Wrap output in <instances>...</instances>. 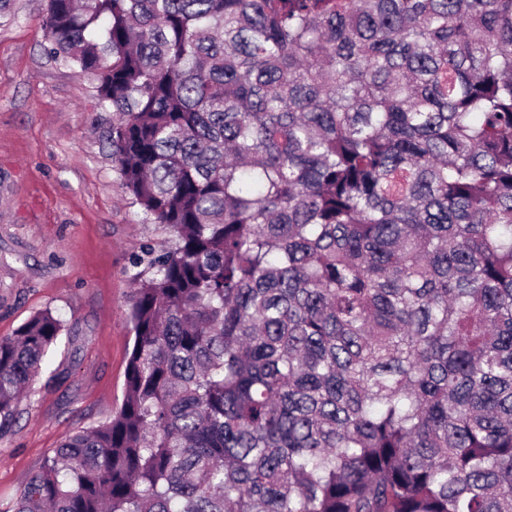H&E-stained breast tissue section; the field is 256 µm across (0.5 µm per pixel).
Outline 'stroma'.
<instances>
[{
    "label": "stroma",
    "mask_w": 512,
    "mask_h": 512,
    "mask_svg": "<svg viewBox=\"0 0 512 512\" xmlns=\"http://www.w3.org/2000/svg\"><path fill=\"white\" fill-rule=\"evenodd\" d=\"M44 8L0 15V337L45 310L63 329L0 434V512L66 437L120 408L135 261L169 238L113 169L92 81L50 57Z\"/></svg>",
    "instance_id": "1"
}]
</instances>
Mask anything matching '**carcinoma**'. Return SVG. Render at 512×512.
Wrapping results in <instances>:
<instances>
[{"label": "carcinoma", "mask_w": 512, "mask_h": 512, "mask_svg": "<svg viewBox=\"0 0 512 512\" xmlns=\"http://www.w3.org/2000/svg\"><path fill=\"white\" fill-rule=\"evenodd\" d=\"M140 259L112 418L14 512H512V0H46ZM62 330L0 337V427Z\"/></svg>", "instance_id": "cac0c4a2"}]
</instances>
